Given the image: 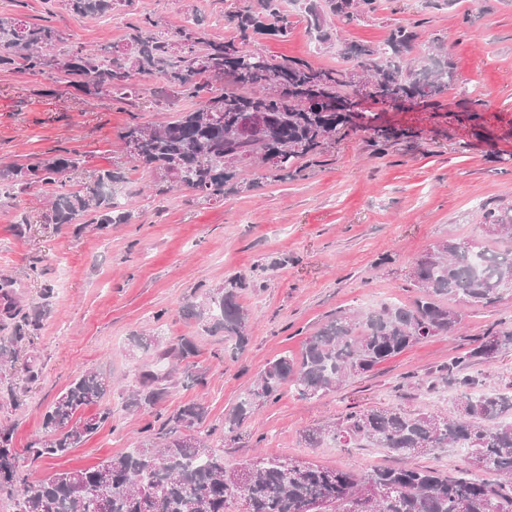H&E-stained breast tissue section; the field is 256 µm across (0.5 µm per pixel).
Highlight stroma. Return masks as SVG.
Wrapping results in <instances>:
<instances>
[{
    "instance_id": "1",
    "label": "stroma",
    "mask_w": 512,
    "mask_h": 512,
    "mask_svg": "<svg viewBox=\"0 0 512 512\" xmlns=\"http://www.w3.org/2000/svg\"><path fill=\"white\" fill-rule=\"evenodd\" d=\"M189 3L208 39L221 40L235 34L228 12L256 0H133L110 17L82 22L59 6L46 15L43 0H0V13L31 22L50 17L62 36L100 47L122 44L127 23L142 15L174 30ZM288 19L287 38L265 36L255 48L276 61L304 59L316 67L342 64L351 43L382 45L394 24L418 23L414 58L429 64L433 44L442 42L459 87L438 108L365 102L382 125L415 131V139L375 146L366 134L349 131L298 180L273 182L262 168L248 166L240 175L245 189L205 202L134 166L124 128L135 116L156 123L168 118L152 110L148 97L123 111L63 84L51 88L42 78L0 71V167L34 162L61 147L79 150L86 165L77 180L94 169H121L125 181L116 196L131 213L126 224L79 229L44 223L48 199L39 191L0 198V285L17 307L40 316L14 366L0 369V425L13 426L14 446L22 450L41 434L46 408L72 379L97 370L112 380L103 399L111 422L65 456L34 462L21 454L19 465L32 478L92 467L142 447L155 412L192 401L206 403L207 425H222L270 361L298 357L306 339L333 317L410 302L415 258L450 232L480 237L481 208L512 202V0L440 6L380 0L375 13L342 27L328 45L309 30L297 0ZM463 97L487 103L483 139L449 117ZM463 142L468 150L458 151ZM35 266L43 269L41 278L33 277ZM232 279L241 281L239 301L249 313L250 339L239 351L186 313L188 303ZM463 313L460 329L413 344L337 391L301 400L284 387L235 437L212 436L211 446L223 450L228 467L265 454L358 475L399 466L400 458L365 441L341 448L327 439L312 448L302 435L353 406L451 411L456 391L440 384L427 389L425 379L475 347L490 324L512 320V299ZM139 334L192 338L204 382L187 381L182 366L160 360L157 348H134ZM147 370L162 376L165 396L156 411L127 409L128 392Z\"/></svg>"
}]
</instances>
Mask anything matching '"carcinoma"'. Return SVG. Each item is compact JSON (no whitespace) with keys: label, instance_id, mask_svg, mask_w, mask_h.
Returning a JSON list of instances; mask_svg holds the SVG:
<instances>
[{"label":"carcinoma","instance_id":"obj_1","mask_svg":"<svg viewBox=\"0 0 512 512\" xmlns=\"http://www.w3.org/2000/svg\"><path fill=\"white\" fill-rule=\"evenodd\" d=\"M377 0H305V19L322 44L334 33L327 18L349 25L376 11ZM132 0H64L77 20L101 17L128 7ZM236 34L209 40L193 25L169 33L150 17L127 23L125 43L91 50L72 40L63 48L60 32L47 17L36 22L0 14V71L38 75L67 83L85 96L124 109L152 92L158 112L173 111V97L195 100L163 126L133 119L125 142L137 143L131 159L150 173L195 192L204 201L224 197L238 187L239 174L266 157L277 158L264 178L296 179L323 154L343 129L369 134L374 143L416 137L410 129L377 123V117L353 112L347 93H364L390 107L403 101L435 105L458 85L452 61L436 60L417 68L409 62L419 40L418 25H396L383 47L352 43L349 68H316L304 59L263 60L252 43L258 35L288 37L291 22L281 0H257L256 6L229 13ZM228 84L214 86L212 79ZM84 155L69 148L26 165L0 169V197L14 198L34 189L51 197L45 218L52 224H125L130 212L114 202L123 174L91 172L81 186L72 174L83 169ZM479 228L508 246L491 250L475 239L450 234L416 259L411 271L417 295L410 304L390 303L367 312L339 316L307 338L300 357L270 362L249 395L224 418L222 433L235 432L253 410L278 398L282 385L294 386L301 400L334 392L373 371L411 345L455 330L462 322L456 302L494 307L512 296V204L485 207ZM188 316L208 332L247 345L248 314L233 288L208 291L187 307ZM36 319L24 315L7 339L0 338V366L17 358L18 343ZM512 348V327L503 322L486 329L481 344L448 360L435 381L458 392L455 415L439 410L404 413L394 407L351 410L339 422L308 429L305 441L316 447L325 437L347 446L367 441L409 459L456 445L469 451L471 465L494 479L467 478L457 472L411 464L375 468L358 476L306 460L258 457L232 468L210 449V427L197 426L208 410L192 402L149 425V446L102 461L93 468L59 471L30 484L19 469L14 429L0 426V493L17 494V512H500L512 510V392L487 391L479 360ZM197 353L187 337L159 353L183 362ZM152 373L140 376L126 406L152 409L163 388ZM111 389L101 372L86 371L62 391L43 414V435L24 452L32 460L61 457L77 448L112 417L98 406Z\"/></svg>","mask_w":512,"mask_h":512}]
</instances>
